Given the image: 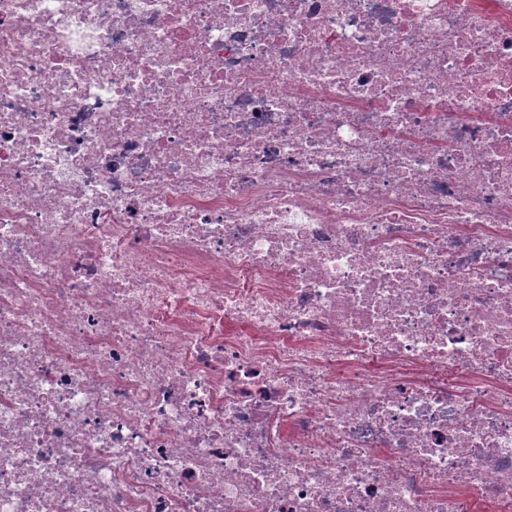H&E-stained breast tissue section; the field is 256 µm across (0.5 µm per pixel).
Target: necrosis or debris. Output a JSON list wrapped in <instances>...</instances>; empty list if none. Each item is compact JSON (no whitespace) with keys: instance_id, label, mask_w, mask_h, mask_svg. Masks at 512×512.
I'll list each match as a JSON object with an SVG mask.
<instances>
[{"instance_id":"1","label":"necrosis or debris","mask_w":512,"mask_h":512,"mask_svg":"<svg viewBox=\"0 0 512 512\" xmlns=\"http://www.w3.org/2000/svg\"><path fill=\"white\" fill-rule=\"evenodd\" d=\"M0 512H512V0H0Z\"/></svg>"}]
</instances>
